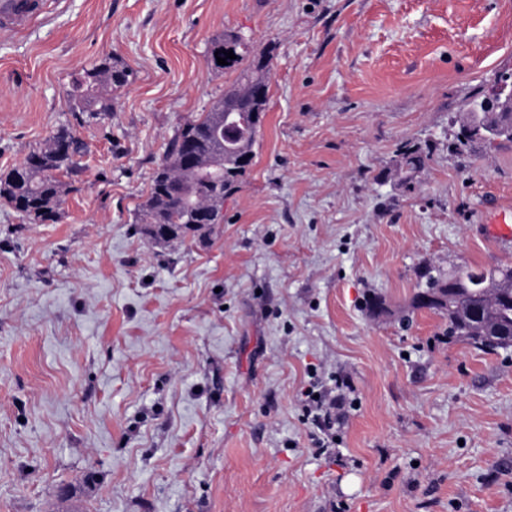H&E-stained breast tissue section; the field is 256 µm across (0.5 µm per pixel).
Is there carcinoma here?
I'll return each instance as SVG.
<instances>
[{"label": "carcinoma", "instance_id": "cac0c4a2", "mask_svg": "<svg viewBox=\"0 0 512 512\" xmlns=\"http://www.w3.org/2000/svg\"><path fill=\"white\" fill-rule=\"evenodd\" d=\"M231 50L236 58L228 64H217ZM274 46L269 44L257 53L239 36L226 34L215 39L209 48L210 66L217 71L238 72L233 88L217 100L209 111L187 122L172 139L162 163L153 175L149 195L141 210V233L154 242H184L187 234L203 236L218 223L224 198L237 192L251 162L224 169L215 155H206L200 144L221 136L238 152L255 155L254 147L267 105L268 84ZM129 82L127 69L106 55L96 60L75 78L69 91L71 112L78 124L84 119L104 120L113 110L112 91ZM262 103H257V99ZM85 142L73 126H60L24 161L0 173V198L23 214L32 224L57 219L65 192L60 176L77 167L84 155ZM427 154L419 147L404 145L397 154L395 176L410 188L425 167ZM498 273H511L512 267L493 266L482 269L464 267L453 272L459 283L466 285L475 278L493 279ZM425 279L412 298L415 309H429L448 317V338L464 339L476 347L492 352L512 345L502 341L512 336V296L507 292L470 290L465 303L452 308H439L421 300L422 294L439 288L445 278L435 267L427 266Z\"/></svg>", "mask_w": 512, "mask_h": 512}]
</instances>
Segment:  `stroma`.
Segmentation results:
<instances>
[{
	"mask_svg": "<svg viewBox=\"0 0 512 512\" xmlns=\"http://www.w3.org/2000/svg\"><path fill=\"white\" fill-rule=\"evenodd\" d=\"M227 33L276 45L256 156L209 235L152 242L168 143L236 80L206 62ZM106 55L132 78L78 126L60 219L0 202V512H512V348L411 307L424 266L512 265V142L451 147L512 70V0H61L0 30V170ZM404 144L431 151L412 189ZM307 388L343 400L327 454Z\"/></svg>",
	"mask_w": 512,
	"mask_h": 512,
	"instance_id": "stroma-1",
	"label": "stroma"
}]
</instances>
